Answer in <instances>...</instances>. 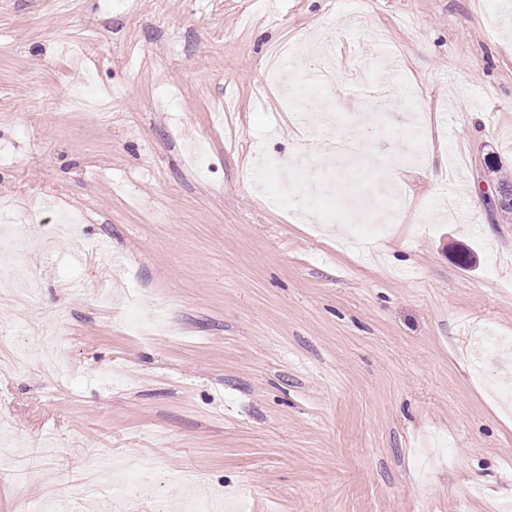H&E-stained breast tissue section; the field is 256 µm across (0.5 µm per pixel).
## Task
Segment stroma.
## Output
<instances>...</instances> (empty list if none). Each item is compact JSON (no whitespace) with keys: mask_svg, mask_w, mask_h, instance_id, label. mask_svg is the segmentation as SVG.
I'll use <instances>...</instances> for the list:
<instances>
[{"mask_svg":"<svg viewBox=\"0 0 512 512\" xmlns=\"http://www.w3.org/2000/svg\"><path fill=\"white\" fill-rule=\"evenodd\" d=\"M284 41L291 103L264 86ZM325 96L341 120L300 128ZM362 131L364 167L330 162ZM0 145L41 270L0 297V444L30 453L0 512L203 484L238 512L512 503V350L480 351L512 336V215L485 200L512 175V0H0ZM133 299L173 333L129 329ZM47 332L64 372L12 368Z\"/></svg>","mask_w":512,"mask_h":512,"instance_id":"obj_1","label":"stroma"}]
</instances>
